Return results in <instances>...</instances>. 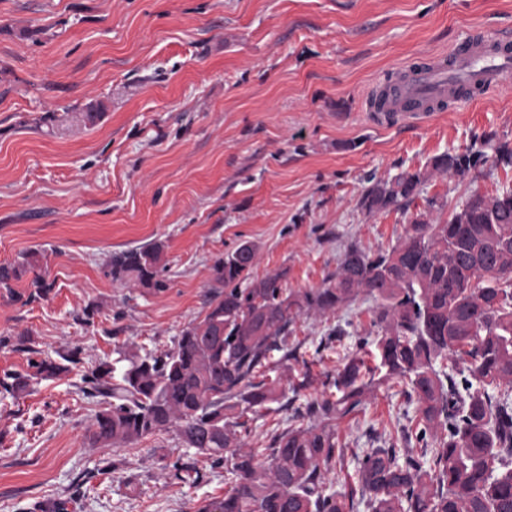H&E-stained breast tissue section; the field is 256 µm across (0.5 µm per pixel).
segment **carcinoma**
I'll list each match as a JSON object with an SVG mask.
<instances>
[{"mask_svg":"<svg viewBox=\"0 0 512 512\" xmlns=\"http://www.w3.org/2000/svg\"><path fill=\"white\" fill-rule=\"evenodd\" d=\"M493 139L485 133L463 152L435 156L431 172L463 179L488 161L485 146L495 165L512 168V143ZM425 179L420 172L371 176L358 207L367 214L405 207ZM163 252L159 242L114 252L109 274L161 292ZM35 256L0 265L1 292L14 295ZM254 262L249 243L216 260L205 315L172 348H144L119 372L108 362L83 367V396L103 405L91 423L93 443L118 447L175 432L230 475L224 498L205 499L194 512H512V189L473 191L444 222L420 214L385 252L349 246L320 288L289 292L282 273L255 279ZM361 295L376 303L375 365L343 352L328 392L299 406L306 382L292 386L283 408L312 423L274 434L267 462H260L243 447V417L285 394L257 377L284 362L309 368L289 343L297 318L311 309L337 311ZM345 333L339 323L329 328L316 351L335 349ZM80 364L76 349L57 360L31 359L33 372L0 376V395L16 398L32 379ZM377 374L400 384L415 415L403 410L399 439L366 431L367 447L352 452L355 489L338 493L325 481L346 453L336 422L359 411ZM170 472L192 486L204 478L188 460H176Z\"/></svg>","mask_w":512,"mask_h":512,"instance_id":"obj_1","label":"carcinoma"}]
</instances>
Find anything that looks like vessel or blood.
<instances>
[{
	"mask_svg": "<svg viewBox=\"0 0 512 512\" xmlns=\"http://www.w3.org/2000/svg\"><path fill=\"white\" fill-rule=\"evenodd\" d=\"M510 76L512 40L476 32L448 53L400 66L395 83L372 89L366 109L382 123L396 117L421 125L449 102L470 100Z\"/></svg>",
	"mask_w": 512,
	"mask_h": 512,
	"instance_id": "vessel-or-blood-1",
	"label": "vessel or blood"
}]
</instances>
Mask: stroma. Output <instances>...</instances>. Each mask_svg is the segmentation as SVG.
Instances as JSON below:
<instances>
[{"label": "stroma", "instance_id": "1", "mask_svg": "<svg viewBox=\"0 0 512 512\" xmlns=\"http://www.w3.org/2000/svg\"><path fill=\"white\" fill-rule=\"evenodd\" d=\"M478 27L512 34V0H0V264L37 252L52 284L29 300L27 274L0 294V373L26 371L33 349L114 364L173 346L205 313L216 259L242 242L255 277L318 288L347 245L390 249L428 199L444 220L472 191L512 187V170L488 163L429 176L404 208L357 206L367 176L426 172L482 132L512 142V79L422 125L364 110L396 65ZM149 242L164 246L165 291L107 275L113 252ZM373 307L361 296L300 316L303 399L336 370L315 357L318 337L342 322L347 344L373 340ZM78 383L72 372L0 398V512H190L223 497L224 471L205 460L200 486L166 479L188 453L174 433L92 444L96 407ZM404 407L396 384L377 385L337 422L340 446L365 447L370 427L397 437ZM288 417L251 413L245 447L267 457Z\"/></svg>", "mask_w": 512, "mask_h": 512}]
</instances>
